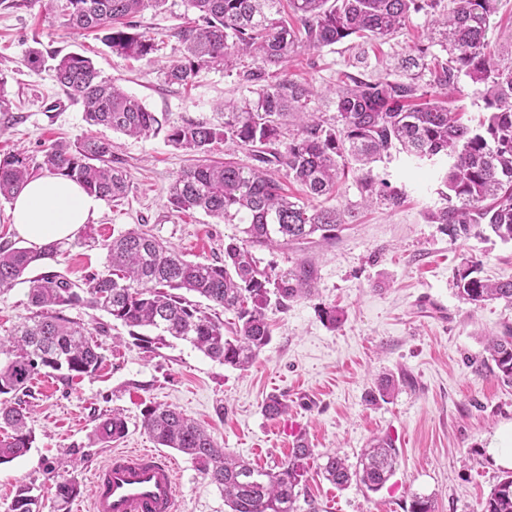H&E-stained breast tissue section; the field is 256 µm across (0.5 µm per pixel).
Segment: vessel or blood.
Wrapping results in <instances>:
<instances>
[{
	"mask_svg": "<svg viewBox=\"0 0 512 512\" xmlns=\"http://www.w3.org/2000/svg\"><path fill=\"white\" fill-rule=\"evenodd\" d=\"M175 467L152 448L113 452L93 472L91 512H177Z\"/></svg>",
	"mask_w": 512,
	"mask_h": 512,
	"instance_id": "1",
	"label": "vessel or blood"
}]
</instances>
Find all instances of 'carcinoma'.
<instances>
[{
	"instance_id": "obj_1",
	"label": "carcinoma",
	"mask_w": 512,
	"mask_h": 512,
	"mask_svg": "<svg viewBox=\"0 0 512 512\" xmlns=\"http://www.w3.org/2000/svg\"><path fill=\"white\" fill-rule=\"evenodd\" d=\"M65 25L93 30L113 52L144 59L154 44L136 31L132 18L160 9L167 0H63ZM197 13L181 29L183 57L162 69L164 82L186 86L203 68L224 67L253 86L254 97L242 104L224 103V128L190 122L173 128L175 146L205 153L220 140L247 150L255 165L234 160L200 164L179 174L168 202L178 212L199 210L227 224H242L243 237L224 247V261H190L163 246L139 228H128L105 245L108 274L78 284L57 272L27 279L36 312L13 334L0 339V423L11 433L0 439V464L10 463L31 448L29 411L22 401L32 377L42 369L65 380L89 374L102 361L99 345L81 323L63 315L70 308L102 310L129 328L138 346L149 349L166 338L190 343L206 357L239 369L249 367L270 342L265 309L274 300L282 307L309 296L312 272L305 265L270 274L258 267L254 250L314 236L333 240L346 223L337 208H316L288 196L285 175L305 187L312 198L330 197L355 165L357 183L367 201L400 205L401 194L377 179L372 164L393 148L418 159L443 154L449 165L442 177L446 205L429 214L448 237H482L490 232L512 241V64L495 60L489 38L496 0H454V7L433 20L435 44L448 58L428 60L419 48L401 62L402 78L352 79L335 90L336 124L310 110L313 89L276 68L299 48L315 49L349 37L383 39L402 29L413 13L437 6L436 0H288L293 22L281 16V0H186ZM249 57L253 65L237 68ZM430 69L433 83L448 89L464 75L484 87L483 130H475L448 111L445 102L421 97L420 71ZM53 77L84 109L90 126H103L128 136L155 133L160 120L138 98L104 80L92 60L78 53L62 56ZM299 119L287 131L288 116ZM45 169L79 183L88 193L107 200L129 191L128 172L112 164V143L86 136L74 143L56 142L34 162L23 151L0 158V199L10 201L34 170ZM57 244L40 250L0 247V294L11 290L30 267L54 257ZM478 263L469 260L457 274L460 296L474 304L503 300L512 305V280L489 283L475 276ZM195 293L236 313L237 323L224 334V323L179 291ZM487 350L501 379L512 381V326L487 338ZM271 418L288 405L277 395L263 406ZM143 427L162 448L189 456L199 471L224 493L230 512H298L312 449L298 445L273 468L258 467L233 456L201 425L181 413L151 407ZM125 420L114 415L97 427L98 440L121 438ZM398 456L391 440L375 438L363 449L355 467L337 453L325 455L320 472L344 488L355 482L369 491L382 489L394 476ZM55 497L67 503L80 494L76 476L64 474ZM33 487L22 484L8 512H40ZM407 512H434L430 497L411 495ZM481 512H512V475H506L481 504Z\"/></svg>"
}]
</instances>
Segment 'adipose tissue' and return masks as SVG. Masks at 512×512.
<instances>
[{
    "label": "adipose tissue",
    "mask_w": 512,
    "mask_h": 512,
    "mask_svg": "<svg viewBox=\"0 0 512 512\" xmlns=\"http://www.w3.org/2000/svg\"><path fill=\"white\" fill-rule=\"evenodd\" d=\"M99 207L78 183L53 174L30 178L12 202V226L29 247L69 240Z\"/></svg>",
    "instance_id": "1"
}]
</instances>
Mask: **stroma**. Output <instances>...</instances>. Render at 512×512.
<instances>
[{
  "instance_id": "1",
  "label": "stroma",
  "mask_w": 512,
  "mask_h": 512,
  "mask_svg": "<svg viewBox=\"0 0 512 512\" xmlns=\"http://www.w3.org/2000/svg\"><path fill=\"white\" fill-rule=\"evenodd\" d=\"M191 16L186 0H168L164 9L138 14L137 30L155 49L134 60L112 53L94 34L65 28L49 0H0V157L21 149L38 160L51 143L73 142L90 131L81 104L51 72L55 58L73 52L90 57L103 77L141 99L162 124L161 131L140 138L93 130L111 141L113 161L130 175V191L121 201H101L85 232L61 243L31 275L56 271L79 283L104 272L105 242L135 226L185 259L202 262L223 260L225 244L239 236L240 225L199 211L184 214L168 202L170 184L201 158L174 146L168 129L188 122L223 124L224 100L250 95L247 84L220 68L201 70L188 87L164 82L161 69L182 57L178 32ZM432 20L422 11L383 41L355 38L299 49L288 60L287 74L311 85V109L333 119V90L340 80L396 77L402 57L430 45ZM430 47L440 54L439 46ZM32 51L43 57L40 68L25 63ZM448 106L464 123L479 126L486 118L482 85L460 77ZM445 167L442 158L420 161L391 153L375 163L374 173L402 193L400 206H364L350 176L336 195L313 201L350 212L335 240H298L256 251L263 268L311 266L315 292L284 309L269 306L271 340L248 369L213 361L180 340L143 349L107 313L66 310V317L86 327L108 325L99 338L103 361L95 372L69 382L48 373L31 380L25 401L34 441L25 456L0 465V512L22 484L40 495L41 512H89L94 469L112 451L153 447L142 421L144 411L158 405L182 412L228 451L265 468L287 458L288 425L300 423L313 450L305 498L318 512H404L415 493L431 497L435 512H480L482 500L506 474L488 449L512 440V383L486 370L474 372L470 361L484 356L486 337L512 325V306L464 300L456 274L463 261L473 259L489 282L512 280V242L473 236L453 241L429 221L445 204ZM333 306L344 312L343 324L334 329L321 316ZM33 312L27 284L0 294V338ZM384 376L397 386L380 398L376 385ZM272 394L287 401V414L264 413ZM115 414L126 421L124 436L98 443V423ZM376 437L390 438L399 459L384 488H339L320 475L323 455L335 451L356 464ZM165 455L179 463L178 512H228L223 493L190 457L170 448ZM56 460L82 484L81 494L64 505L55 498L59 476L47 469Z\"/></svg>"
}]
</instances>
